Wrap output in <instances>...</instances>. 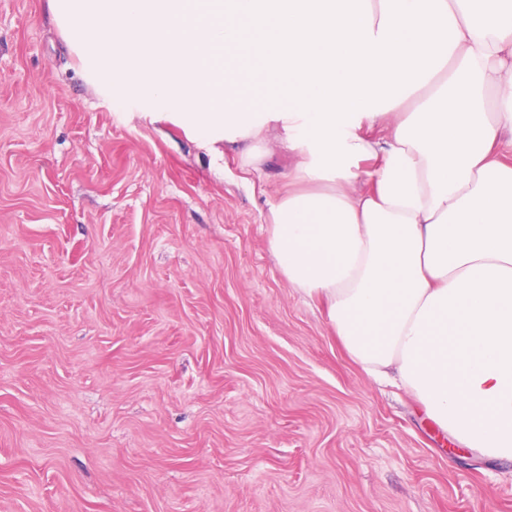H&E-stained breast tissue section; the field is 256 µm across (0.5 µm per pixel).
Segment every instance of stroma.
<instances>
[{"mask_svg":"<svg viewBox=\"0 0 512 512\" xmlns=\"http://www.w3.org/2000/svg\"><path fill=\"white\" fill-rule=\"evenodd\" d=\"M262 174L78 74L0 0V512H512L268 250Z\"/></svg>","mask_w":512,"mask_h":512,"instance_id":"stroma-1","label":"stroma"}]
</instances>
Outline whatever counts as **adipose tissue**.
I'll return each mask as SVG.
<instances>
[{
	"mask_svg": "<svg viewBox=\"0 0 512 512\" xmlns=\"http://www.w3.org/2000/svg\"><path fill=\"white\" fill-rule=\"evenodd\" d=\"M48 6L104 92L239 146L249 173L270 137L295 152L265 218L282 276L368 375L512 460V0Z\"/></svg>",
	"mask_w": 512,
	"mask_h": 512,
	"instance_id": "ef3b65f1",
	"label": "adipose tissue"
}]
</instances>
